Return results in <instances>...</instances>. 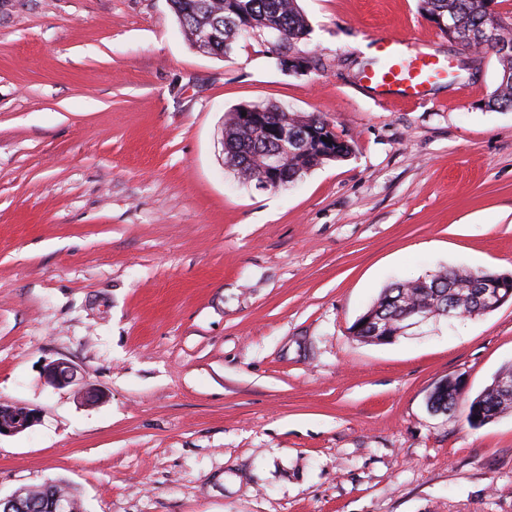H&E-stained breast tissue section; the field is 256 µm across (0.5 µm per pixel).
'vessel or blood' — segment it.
Here are the masks:
<instances>
[{
  "instance_id": "obj_1",
  "label": "vessel or blood",
  "mask_w": 512,
  "mask_h": 512,
  "mask_svg": "<svg viewBox=\"0 0 512 512\" xmlns=\"http://www.w3.org/2000/svg\"><path fill=\"white\" fill-rule=\"evenodd\" d=\"M373 50L386 60L387 66L369 72L367 83L371 88L406 101H423L428 86L440 79L445 71L436 55L419 48H407L400 38L376 40Z\"/></svg>"
}]
</instances>
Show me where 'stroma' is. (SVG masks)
Listing matches in <instances>:
<instances>
[{
    "label": "stroma",
    "mask_w": 512,
    "mask_h": 512,
    "mask_svg": "<svg viewBox=\"0 0 512 512\" xmlns=\"http://www.w3.org/2000/svg\"><path fill=\"white\" fill-rule=\"evenodd\" d=\"M319 70L194 48L167 0H0V496L80 512H512V414L431 413L512 364V304L387 344L352 324L391 282L512 272V111L418 0H298ZM450 60L379 95L371 40ZM275 104L354 144L278 190L237 183L226 113ZM64 359L77 381L47 382ZM100 392L83 398L81 387ZM23 410L15 412L12 408H3L4 414L7 415L6 420L1 417L0 405V437L12 436L26 431L39 422L40 414L35 408L17 405ZM60 495L67 499L70 512H78L74 496L66 491V488L60 486L55 482H45L43 484L27 488V493L24 495L26 503L29 504L30 509L43 504L50 497ZM68 506L66 502L60 498H52L46 506L47 512H67ZM29 512H38L40 510L34 509Z\"/></svg>",
    "instance_id": "obj_1"
}]
</instances>
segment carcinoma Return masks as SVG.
<instances>
[{
  "instance_id": "1",
  "label": "carcinoma",
  "mask_w": 512,
  "mask_h": 512,
  "mask_svg": "<svg viewBox=\"0 0 512 512\" xmlns=\"http://www.w3.org/2000/svg\"><path fill=\"white\" fill-rule=\"evenodd\" d=\"M224 2L168 0L169 7L191 42L199 29H206L215 22L224 24ZM241 2L246 7L249 20L233 32H224V38L230 40L224 46L226 54L232 51L233 43L241 38L264 39L268 29L287 35L290 47L298 44L302 36L310 34L308 19L298 0ZM492 2L494 0H419V9L429 18L450 20L452 35L460 40L464 50L476 53L480 60L491 51L499 62V73H512V50L502 54L481 41L482 31L491 23V17H502L501 13L487 9V4ZM487 107L512 111V83L497 79ZM260 109L262 114L258 122L240 120L236 108L226 113L224 120V164L233 167L242 183L251 184L260 178L263 154L274 147L263 131L265 126L284 124L295 136V140L288 143V155L281 171V176L288 178L290 183L327 163L342 161L353 152V144L339 137L330 123L319 115L281 111L279 106L271 104L262 105ZM488 282H495L498 287L512 291V274L455 268L439 270L415 281L394 282L383 289L353 324V335L363 342L387 344L388 337L401 334L405 327L406 310L415 306H449L457 314L484 316L486 312L478 293ZM429 400L438 410H463L467 423L472 427L512 413V394L500 393L489 386L471 400L464 398L463 391L452 383L436 386ZM56 495L67 499L70 512H78L74 496L55 482L28 488L24 498L32 507V512H38L36 506Z\"/></svg>"
}]
</instances>
